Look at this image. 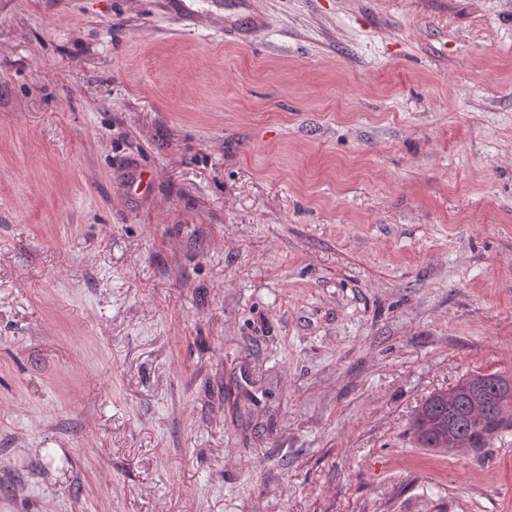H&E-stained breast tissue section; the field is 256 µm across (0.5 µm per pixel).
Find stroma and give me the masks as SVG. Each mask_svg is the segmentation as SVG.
Masks as SVG:
<instances>
[{"label":"stroma","mask_w":512,"mask_h":512,"mask_svg":"<svg viewBox=\"0 0 512 512\" xmlns=\"http://www.w3.org/2000/svg\"><path fill=\"white\" fill-rule=\"evenodd\" d=\"M512 0H0V512H512ZM457 389L458 387H455L443 393L445 397L448 396L447 402L436 399L430 402L428 399L423 405H427L425 417L420 418L419 412L414 418L412 434L421 447L443 448L439 446L438 441L445 440L444 434L448 439L449 430L461 444H467L461 448H483L488 439L501 429L512 427L510 414H505L506 410L512 408V393L502 390L501 387L495 389L493 383L488 385L484 389L486 401L483 403L489 405V410L481 420L482 415L472 414L470 398L466 394H461L453 405L448 406V402L454 399Z\"/></svg>","instance_id":"35a3bbf8"}]
</instances>
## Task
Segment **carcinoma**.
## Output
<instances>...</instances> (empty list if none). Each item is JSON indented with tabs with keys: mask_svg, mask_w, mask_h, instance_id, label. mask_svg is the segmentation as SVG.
Wrapping results in <instances>:
<instances>
[{
	"mask_svg": "<svg viewBox=\"0 0 512 512\" xmlns=\"http://www.w3.org/2000/svg\"><path fill=\"white\" fill-rule=\"evenodd\" d=\"M489 410L481 418L472 414L470 398L462 394L450 405L441 400L425 402V417H415L412 434L423 448H437L444 434L451 432L469 448H483L489 438L503 428L512 427V418L506 410L512 408V393L490 384L484 389Z\"/></svg>",
	"mask_w": 512,
	"mask_h": 512,
	"instance_id": "cac0c4a2",
	"label": "carcinoma"
}]
</instances>
